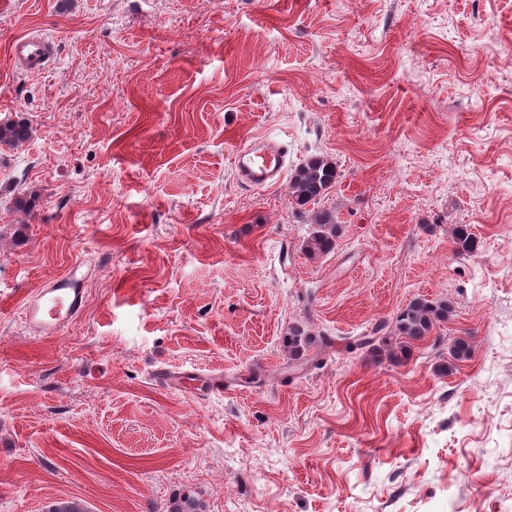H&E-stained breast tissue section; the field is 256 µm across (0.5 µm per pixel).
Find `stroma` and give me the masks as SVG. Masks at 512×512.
Listing matches in <instances>:
<instances>
[{
	"label": "stroma",
	"mask_w": 512,
	"mask_h": 512,
	"mask_svg": "<svg viewBox=\"0 0 512 512\" xmlns=\"http://www.w3.org/2000/svg\"><path fill=\"white\" fill-rule=\"evenodd\" d=\"M30 32L48 73L11 65ZM19 118L0 512H512V0H0V122ZM259 136L290 171L333 159L335 185L302 207L289 180L242 186L231 158ZM321 210L342 230L311 259ZM75 262L83 314L33 335L26 302ZM417 298L454 313L408 357L352 349ZM295 326L331 345L292 367ZM10 52L18 71L45 72L51 69L54 43L42 33H29L15 38Z\"/></svg>",
	"instance_id": "1"
}]
</instances>
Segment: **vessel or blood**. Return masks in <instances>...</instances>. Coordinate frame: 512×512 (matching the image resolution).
<instances>
[{
    "mask_svg": "<svg viewBox=\"0 0 512 512\" xmlns=\"http://www.w3.org/2000/svg\"><path fill=\"white\" fill-rule=\"evenodd\" d=\"M10 52L18 71L45 72L51 68L54 43L44 34L29 33L15 38ZM285 156L283 145L256 140L235 152L234 169L242 183L253 188L268 187L281 181ZM88 277L83 264L77 263L33 295L25 307L29 327L38 335L51 336L78 317L84 308Z\"/></svg>",
    "mask_w": 512,
    "mask_h": 512,
    "instance_id": "vessel-or-blood-1",
    "label": "vessel or blood"
}]
</instances>
